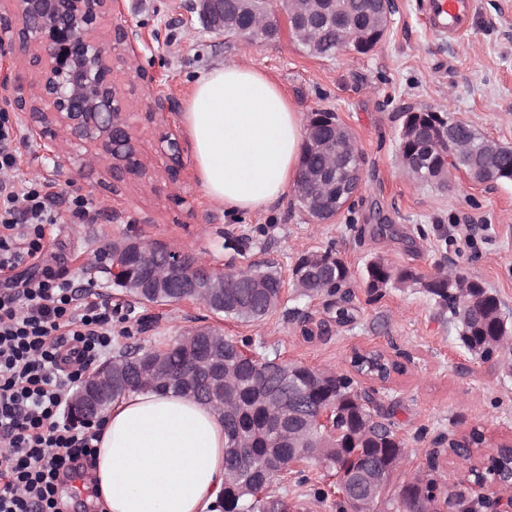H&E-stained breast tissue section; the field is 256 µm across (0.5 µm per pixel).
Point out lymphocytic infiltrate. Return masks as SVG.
Listing matches in <instances>:
<instances>
[{"instance_id": "f902f5d3", "label": "lymphocytic infiltrate", "mask_w": 512, "mask_h": 512, "mask_svg": "<svg viewBox=\"0 0 512 512\" xmlns=\"http://www.w3.org/2000/svg\"><path fill=\"white\" fill-rule=\"evenodd\" d=\"M54 198L34 180H0V512H62L59 484L94 460L93 435L60 411L110 347L113 310L43 263ZM24 264L34 275L11 277Z\"/></svg>"}]
</instances>
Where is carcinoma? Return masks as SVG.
Returning <instances> with one entry per match:
<instances>
[{
    "label": "carcinoma",
    "instance_id": "1",
    "mask_svg": "<svg viewBox=\"0 0 512 512\" xmlns=\"http://www.w3.org/2000/svg\"><path fill=\"white\" fill-rule=\"evenodd\" d=\"M336 32L327 30L319 45L306 47L317 57L332 59L336 56ZM459 131L468 136L469 150L458 152L455 142L439 141L435 144L436 157L448 161L454 169H465L479 181L512 180V148L502 147L496 156L485 157V137L470 125L457 122ZM259 275L273 284L260 294L250 288H230L231 296L224 305L213 309L244 322H255L269 315L279 304L283 281L278 272L251 265L246 269H235L232 276L238 280ZM351 273L342 260H333L312 277L304 278L301 294L314 297L325 291L337 293L349 283ZM364 283L370 294H378L385 288L419 284L435 302L457 323L459 341L472 355L481 359L491 358L499 346V337L512 335V323L500 320L501 301L483 283L456 275L451 270L447 277L419 279L412 271L394 270L381 258L371 259L365 267ZM199 353L194 348L174 345L163 355L167 377L152 385L155 390L182 392L181 377L197 361ZM152 358L150 352L120 351L112 360L113 370L123 376L125 392L147 388L139 382V369ZM278 357L265 359L263 373L266 385L279 392L285 400L299 394L311 415L334 406L335 430L327 432L311 424V432L297 445L278 439L268 423L262 407V393L253 386L255 368L248 360L235 364L236 384L229 389L228 396L234 400L238 414L224 420L227 437L242 432L248 440L242 449L245 468L242 478L225 487L224 495L217 504L221 512H293L288 500L275 492L283 474L288 472L290 462L315 460L323 462L333 472H343L354 478L362 470L377 468L397 469L405 458V443L395 434L391 423L378 420L381 413L374 408L373 390L355 387L354 380L344 374L328 369H319L298 364L277 363ZM354 371L372 379L387 381L391 374H401L403 367L380 351L356 352L352 357ZM486 438L478 427L468 436L452 442L449 452L465 459L473 456V449L480 447ZM428 473L421 487L401 486L399 493L406 496L422 495L435 503H444L448 497L449 484L435 476L439 472L438 457L427 458ZM512 474V446L504 443L496 454L470 468L469 478L475 482L493 483Z\"/></svg>",
    "mask_w": 512,
    "mask_h": 512
}]
</instances>
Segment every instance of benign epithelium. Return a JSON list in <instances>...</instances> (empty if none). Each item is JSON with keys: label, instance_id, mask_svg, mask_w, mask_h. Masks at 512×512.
Segmentation results:
<instances>
[{"label": "benign epithelium", "instance_id": "1", "mask_svg": "<svg viewBox=\"0 0 512 512\" xmlns=\"http://www.w3.org/2000/svg\"><path fill=\"white\" fill-rule=\"evenodd\" d=\"M224 11V0H193V9L213 30L249 36L263 28L266 18L256 12L258 0H231ZM116 0H0V52L17 56L25 70L37 74L30 80L18 79L13 86L16 111L24 115L29 133L49 135L44 150L56 166L67 161L85 166L107 165L112 183L143 178L150 173L136 145L131 100L114 80L115 69L127 63L129 49L137 33L123 24H115L109 33L101 31L102 20L114 12ZM378 7L367 12L366 21L353 24L336 17V0H278L292 35L302 41L316 42L322 30L318 19L335 22L334 28L346 32L342 48L359 53L371 51L389 27L393 0H377ZM309 143L325 159L321 171H304L298 198L312 208L332 204L341 210L359 193L361 171L353 168L345 179L336 176V140L340 126L323 115L307 123ZM405 140L416 143L407 152L405 162L427 166L424 175L432 182H443L448 167L434 160L431 142L448 138L455 128L435 126L428 132L420 125L407 123ZM168 159L166 172L176 180L181 166V148L177 138L162 136ZM94 144L99 152L80 154L78 149ZM144 240L131 236L114 242L106 251L104 266L123 288H137L153 297L164 296L174 302H196L212 307L224 301V291L236 287L224 281V271L208 265H186L183 254L152 241L142 252ZM194 337L193 345L204 344L205 354L188 369L183 379L187 394L196 392V381L206 382L210 395L225 393V379L233 366L218 354L214 331ZM122 382L116 379L112 365L92 372L70 400L69 413L89 426L99 420L112 403ZM273 410L271 423L279 432L289 430L296 419L306 420L300 400L285 402L275 390L268 392ZM336 496L354 505V512H379L389 496L388 475L375 470L355 480L336 474ZM476 494L489 503L512 512V482L498 487L474 486Z\"/></svg>", "mask_w": 512, "mask_h": 512}]
</instances>
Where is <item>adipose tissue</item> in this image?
Here are the masks:
<instances>
[{
  "mask_svg": "<svg viewBox=\"0 0 512 512\" xmlns=\"http://www.w3.org/2000/svg\"><path fill=\"white\" fill-rule=\"evenodd\" d=\"M206 196L231 212L271 207L299 176V112L266 74L228 63L203 73L181 118ZM95 485L106 512H211L224 491L221 416L195 398L145 389L102 417Z\"/></svg>",
  "mask_w": 512,
  "mask_h": 512,
  "instance_id": "1",
  "label": "adipose tissue"
}]
</instances>
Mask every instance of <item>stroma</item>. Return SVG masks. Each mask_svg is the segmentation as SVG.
Wrapping results in <instances>:
<instances>
[{
    "mask_svg": "<svg viewBox=\"0 0 512 512\" xmlns=\"http://www.w3.org/2000/svg\"><path fill=\"white\" fill-rule=\"evenodd\" d=\"M423 0H396L384 39L369 53L344 51L335 58L310 55L288 31L255 43L208 30L191 11V0H121L103 29L119 22L139 38L119 78L134 103V125L151 179L112 194L104 166H54L43 152V138L26 133L13 111L18 173L54 185L59 222L48 235L47 259L65 272L88 298H109L127 321L113 323L112 348L152 350L179 341L194 329H214L260 358L328 367L352 374L357 350H379L405 367L404 374L377 383L358 376L362 388H376L407 448L394 473L400 487L422 472L430 451L441 450L440 468L461 472L465 464L448 456L449 439L480 427L489 445L512 442V374L502 357L471 356L458 340L455 323L441 315L420 283L453 267L495 291L512 317V183L479 182L455 170L446 183L423 185L407 173L399 151L401 112L432 109L470 124L495 142L512 147V0H472L464 33L452 39L429 29ZM229 62L264 72L286 93L301 117L316 110L335 112L365 158L354 204L321 224L295 195L266 211L232 213L210 202L194 169L192 144L180 113L198 77ZM175 103L166 119L149 113L155 95ZM172 132L183 149L178 182L164 168L159 137ZM91 202L92 220L71 218L73 195ZM376 224L394 232L373 239ZM131 233L166 243L218 268L271 262L284 281L278 309L257 322L224 317L196 303H139L113 287L97 271L99 254ZM240 248H225L226 240ZM333 250L351 272L350 322L339 324L340 295L299 297L291 281L298 256ZM381 256L393 269L415 273L418 284L367 292L362 270ZM327 322V330L305 340L304 332ZM296 512H336L334 483L324 468L301 463L277 487Z\"/></svg>",
    "mask_w": 512,
    "mask_h": 512,
    "instance_id": "obj_1",
    "label": "stroma"
}]
</instances>
